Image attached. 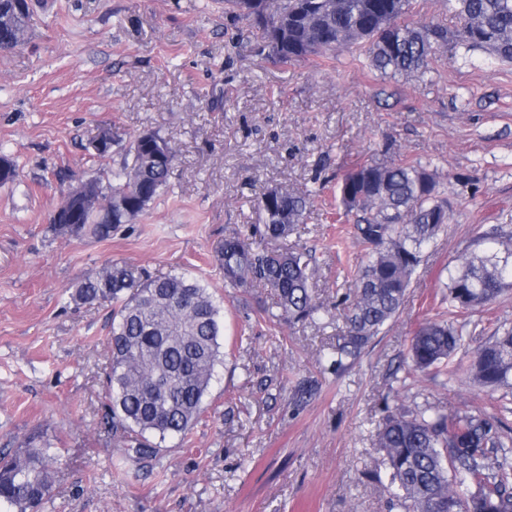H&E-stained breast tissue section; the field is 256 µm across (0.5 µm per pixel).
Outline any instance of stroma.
<instances>
[{
	"label": "stroma",
	"instance_id": "obj_1",
	"mask_svg": "<svg viewBox=\"0 0 512 512\" xmlns=\"http://www.w3.org/2000/svg\"><path fill=\"white\" fill-rule=\"evenodd\" d=\"M159 132L176 152L166 194L104 239L56 232L55 207L82 182L111 179L124 146L100 160V128ZM19 171L0 185V450L48 440L58 462L46 512H392L375 434L387 403L471 410L512 436L501 391L465 380L393 374L417 325L447 317L448 271L481 229L512 230V63L440 50L430 73L384 75L350 50L284 65L257 49L222 0H39L25 42L0 50V155ZM428 165L447 228L423 253L404 309L343 372L330 364L364 253L339 216L336 177L400 158ZM317 191L303 224L277 241L307 249L312 324L269 323L266 288L225 287V236L258 223L268 189ZM187 273L220 308L224 364L186 440L123 454L104 423L112 307L70 298L111 264ZM458 356L512 326V288L476 313ZM318 391L299 400V381Z\"/></svg>",
	"mask_w": 512,
	"mask_h": 512
}]
</instances>
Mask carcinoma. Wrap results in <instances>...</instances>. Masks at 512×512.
Returning a JSON list of instances; mask_svg holds the SVG:
<instances>
[{"mask_svg":"<svg viewBox=\"0 0 512 512\" xmlns=\"http://www.w3.org/2000/svg\"><path fill=\"white\" fill-rule=\"evenodd\" d=\"M412 0H224V12L252 23L258 49L288 64L309 56L331 58L361 48L382 74L429 70L441 48L482 50L512 62V0H446L459 16L456 34L432 22L410 23ZM18 0H0V24L16 45L24 43L30 11ZM128 160L112 171V183L91 179L68 194L51 224L56 232L106 238L129 224L169 187L172 162L150 160L142 134L129 137ZM434 173L419 162L363 164L347 171L337 189L345 211L356 216L366 263L337 337L332 366L357 360L379 331L400 312L423 249L444 231L448 202L438 198ZM316 195L269 189L257 202L262 224L232 233L218 250L224 287L270 289L272 305L290 322L313 321L322 307L312 288L316 274L308 255L269 250L302 223ZM482 253L463 252L448 273L450 320H425L414 330L399 368L406 375L432 372L450 379L464 373L473 386L512 388V328L500 327L464 366L454 362L472 324L470 314L512 287V230L484 229ZM82 304L112 303L105 375L112 435L132 444L139 458L155 457L161 442L185 439L206 411L205 400L224 364L220 309L209 289L183 274L153 276L126 265H107L75 286ZM155 437L159 442L153 443ZM377 446L404 512H512V437L482 414L451 415L388 410ZM50 443L0 453V503L16 512H41L48 502L53 467Z\"/></svg>","mask_w":512,"mask_h":512,"instance_id":"cac0c4a2","label":"carcinoma"}]
</instances>
